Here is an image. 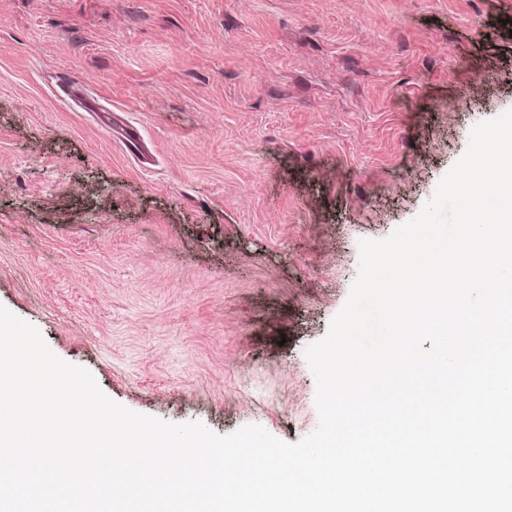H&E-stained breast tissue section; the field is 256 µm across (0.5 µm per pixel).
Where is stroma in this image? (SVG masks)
<instances>
[{
    "label": "stroma",
    "instance_id": "stroma-1",
    "mask_svg": "<svg viewBox=\"0 0 512 512\" xmlns=\"http://www.w3.org/2000/svg\"><path fill=\"white\" fill-rule=\"evenodd\" d=\"M509 110L512 0H0V305L134 412L297 442L360 240Z\"/></svg>",
    "mask_w": 512,
    "mask_h": 512
}]
</instances>
